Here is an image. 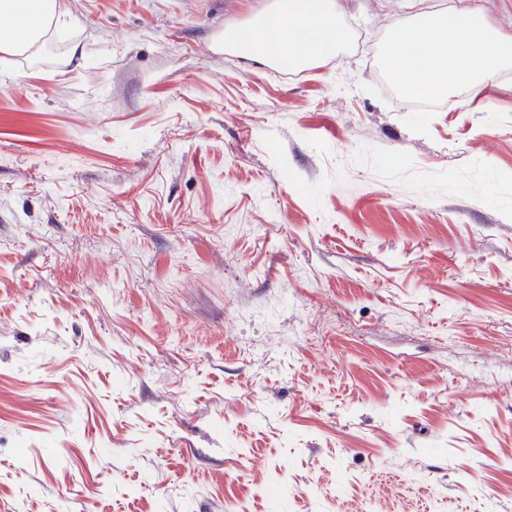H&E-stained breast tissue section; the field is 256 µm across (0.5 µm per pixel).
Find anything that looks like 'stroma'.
I'll return each mask as SVG.
<instances>
[{
	"mask_svg": "<svg viewBox=\"0 0 512 512\" xmlns=\"http://www.w3.org/2000/svg\"><path fill=\"white\" fill-rule=\"evenodd\" d=\"M67 0L0 58V512H512V64L411 106L403 0ZM278 1L251 27L229 33L248 55L259 61L275 57L302 66L330 56L348 41L349 31L340 22V0Z\"/></svg>",
	"mask_w": 512,
	"mask_h": 512,
	"instance_id": "1",
	"label": "stroma"
}]
</instances>
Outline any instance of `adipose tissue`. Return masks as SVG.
Wrapping results in <instances>:
<instances>
[{
	"label": "adipose tissue",
	"instance_id": "1",
	"mask_svg": "<svg viewBox=\"0 0 512 512\" xmlns=\"http://www.w3.org/2000/svg\"><path fill=\"white\" fill-rule=\"evenodd\" d=\"M413 14L392 26L384 63L403 90L440 95L461 85H480L512 61V38L492 29L474 7L452 4L442 9L409 0ZM0 54L32 58L52 34L66 30L73 17L64 0H0ZM340 0H279L258 16L248 31L232 38L248 55L275 57L309 65L333 54L349 39L341 22Z\"/></svg>",
	"mask_w": 512,
	"mask_h": 512
}]
</instances>
